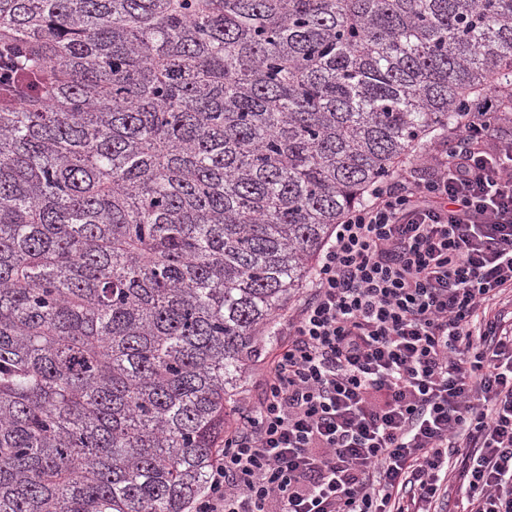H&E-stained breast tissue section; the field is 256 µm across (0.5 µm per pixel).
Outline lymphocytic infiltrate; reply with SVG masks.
Returning a JSON list of instances; mask_svg holds the SVG:
<instances>
[{"mask_svg": "<svg viewBox=\"0 0 512 512\" xmlns=\"http://www.w3.org/2000/svg\"><path fill=\"white\" fill-rule=\"evenodd\" d=\"M512 97L334 228L189 512H512Z\"/></svg>", "mask_w": 512, "mask_h": 512, "instance_id": "f902f5d3", "label": "lymphocytic infiltrate"}]
</instances>
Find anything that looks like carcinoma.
Masks as SVG:
<instances>
[{
	"instance_id": "cac0c4a2",
	"label": "carcinoma",
	"mask_w": 512,
	"mask_h": 512,
	"mask_svg": "<svg viewBox=\"0 0 512 512\" xmlns=\"http://www.w3.org/2000/svg\"><path fill=\"white\" fill-rule=\"evenodd\" d=\"M0 512H186L371 186L512 84V0H0Z\"/></svg>"
}]
</instances>
